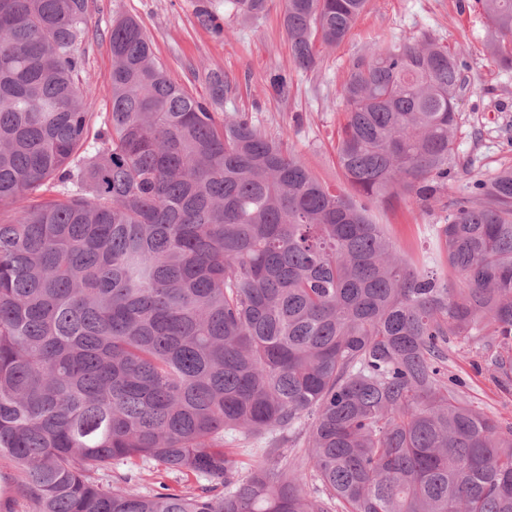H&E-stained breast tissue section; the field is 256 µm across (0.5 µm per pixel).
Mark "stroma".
I'll use <instances>...</instances> for the list:
<instances>
[{"label": "stroma", "instance_id": "1", "mask_svg": "<svg viewBox=\"0 0 512 512\" xmlns=\"http://www.w3.org/2000/svg\"><path fill=\"white\" fill-rule=\"evenodd\" d=\"M215 27L197 18L199 0H89L79 79L94 99V112L109 111L112 53L107 32L117 16L134 18L152 39L156 60L170 78L197 98L209 90L202 75L217 71L230 80L224 109L251 118L269 137L292 146L308 168L334 188L345 182L336 164L338 107L343 80L354 57L372 43L401 33L429 34L458 55L467 88L459 99L456 160L448 184L462 190L464 166L489 176L512 166V72L500 69L486 48L487 26L477 0H370L344 43L323 51L319 67L298 68L282 24L284 0H268L263 15L246 20L226 13L224 0H211ZM288 78L283 92L275 74ZM440 204L421 209L400 198L373 213L394 247L412 257L426 247L439 223ZM448 373L462 381L467 399L501 425L512 427V387L502 388L487 366L485 342L452 344Z\"/></svg>", "mask_w": 512, "mask_h": 512}]
</instances>
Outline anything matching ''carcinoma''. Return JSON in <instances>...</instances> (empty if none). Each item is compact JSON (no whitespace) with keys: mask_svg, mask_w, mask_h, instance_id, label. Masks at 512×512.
I'll return each instance as SVG.
<instances>
[{"mask_svg":"<svg viewBox=\"0 0 512 512\" xmlns=\"http://www.w3.org/2000/svg\"><path fill=\"white\" fill-rule=\"evenodd\" d=\"M512 68V0H478ZM368 0H285L297 65ZM257 18L266 0H225ZM88 0H0V512H512V427L448 378L492 336L512 383V168L448 192L466 80L429 35L368 46L342 84L324 185L168 77L132 17L109 30L111 111L89 137ZM448 196L435 250L400 255L377 207ZM264 441L240 475L224 436ZM302 449L288 458L284 445ZM205 481L138 492L118 464ZM319 487L305 491L306 465Z\"/></svg>","mask_w":512,"mask_h":512,"instance_id":"1","label":"carcinoma"}]
</instances>
